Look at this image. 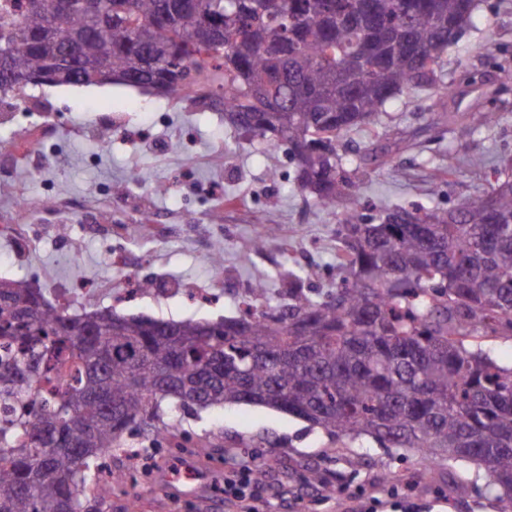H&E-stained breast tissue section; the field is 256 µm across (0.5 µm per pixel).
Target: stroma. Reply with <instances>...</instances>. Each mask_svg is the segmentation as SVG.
I'll return each mask as SVG.
<instances>
[{
  "mask_svg": "<svg viewBox=\"0 0 512 512\" xmlns=\"http://www.w3.org/2000/svg\"><path fill=\"white\" fill-rule=\"evenodd\" d=\"M440 75L452 93L426 87L397 95L381 110L377 130L344 135L345 163L366 165L360 203L368 215L422 204L453 209L487 191L512 165V0H479L474 25L450 45ZM493 112L495 123L470 124L473 112ZM53 122V141L40 155L15 154L0 173V209L17 190L50 192L61 200L100 203L109 221L90 228L63 213L42 239L21 249L0 236V277L23 279L49 302L64 291L97 288V308L164 320H218L237 314L241 287L276 286L281 273L302 275L305 289L336 287L343 250L339 209H325L300 191L286 147L232 130L223 112H197L126 85H42L0 104V132ZM460 158L454 174L443 171ZM144 179L131 185L126 174ZM165 193H156V184ZM164 216L138 223L139 214ZM275 237L251 248L258 228ZM224 243V264L208 260ZM128 254L111 262V248ZM153 283L149 294L116 303L113 289L131 278ZM174 435L153 441L135 433L112 452L117 480L101 512H224V474L238 463L260 471L259 512H289L277 493L297 492L300 512H341L335 488L393 512L387 490L405 492L428 512H504L482 471L467 465L465 479L441 470L428 475L412 451L380 447L370 438L348 441L298 417L256 405L177 410Z\"/></svg>",
  "mask_w": 512,
  "mask_h": 512,
  "instance_id": "stroma-1",
  "label": "stroma"
}]
</instances>
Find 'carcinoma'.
I'll return each instance as SVG.
<instances>
[{
	"instance_id": "cac0c4a2",
	"label": "carcinoma",
	"mask_w": 512,
	"mask_h": 512,
	"mask_svg": "<svg viewBox=\"0 0 512 512\" xmlns=\"http://www.w3.org/2000/svg\"><path fill=\"white\" fill-rule=\"evenodd\" d=\"M474 0H24L0 17V95L54 78L130 77L166 98L224 89L225 122L285 146L295 180L339 223L343 285L314 296L293 271L262 316L164 322L58 311L23 280H0V512H98L89 482L133 432L172 434L177 407L256 404L336 437L414 450L429 466L473 464L512 504V177L454 209L413 206L362 220L357 164L339 138L376 128L412 87L441 83L444 53ZM288 18L283 39L272 16ZM194 66L187 82L180 69ZM66 372L61 388L45 383Z\"/></svg>"
}]
</instances>
